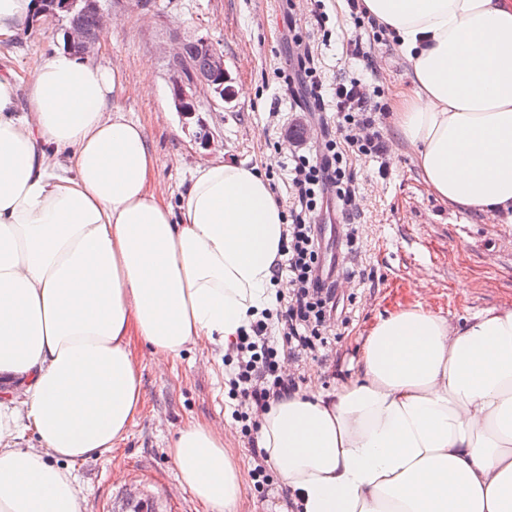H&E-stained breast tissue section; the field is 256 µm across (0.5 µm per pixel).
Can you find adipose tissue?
<instances>
[{"label": "adipose tissue", "instance_id": "1", "mask_svg": "<svg viewBox=\"0 0 512 512\" xmlns=\"http://www.w3.org/2000/svg\"><path fill=\"white\" fill-rule=\"evenodd\" d=\"M362 3L410 65L391 109L425 185L512 213V0ZM120 88L51 53L21 116L0 75V512H83L72 464L144 404L136 342L162 368L190 345L228 349L273 303L285 219L268 180L211 163L167 203ZM257 445L301 512H512V307L379 318L355 375L271 400ZM170 454L198 502L232 512L246 480L223 429L187 423Z\"/></svg>", "mask_w": 512, "mask_h": 512}]
</instances>
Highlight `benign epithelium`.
Listing matches in <instances>:
<instances>
[{
  "instance_id": "1",
  "label": "benign epithelium",
  "mask_w": 512,
  "mask_h": 512,
  "mask_svg": "<svg viewBox=\"0 0 512 512\" xmlns=\"http://www.w3.org/2000/svg\"><path fill=\"white\" fill-rule=\"evenodd\" d=\"M81 11H93L98 22V33L91 34L80 26L75 15ZM36 15L66 22L64 39L67 45L81 48L88 56L98 48L107 31L105 10L101 0H36ZM170 46L163 48L164 58L171 71L179 70L181 77L170 81V94L176 112L183 121H188L197 112L200 94L205 93L211 101L229 103L233 98L232 78L224 63V53L212 50L205 71L196 72L187 66L185 47L188 39L175 32L169 37Z\"/></svg>"
}]
</instances>
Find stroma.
<instances>
[{
    "instance_id": "stroma-1",
    "label": "stroma",
    "mask_w": 512,
    "mask_h": 512,
    "mask_svg": "<svg viewBox=\"0 0 512 512\" xmlns=\"http://www.w3.org/2000/svg\"><path fill=\"white\" fill-rule=\"evenodd\" d=\"M317 10L329 17L331 40L317 29ZM112 16L120 24L106 32L92 59L119 73V105L144 126L158 157L156 179L172 199L196 166L224 161L262 166L277 200L287 203V135L310 128L311 138L302 144L307 150L336 131L306 93L286 88L278 76L296 57L290 31L302 34L326 83L367 78L372 101L385 105L410 82L409 65L391 37L356 26L346 0H112ZM61 27V21L34 18L19 36L1 42L0 74H13L25 85L43 55L63 49ZM173 31L209 36L223 50L237 92L228 104L201 96L197 120L187 125L171 103L169 72L158 49ZM367 35L369 62L347 58L350 42ZM379 130L385 159L370 156L353 164L355 263L365 278L337 283L339 296L354 303L327 361L287 363L302 387L314 383L330 391L349 379L369 328L399 307L419 302L453 322L512 305V218L487 219L444 205L422 182L413 150L398 136L391 115L381 117ZM383 162L384 176L378 173ZM139 363L142 414L115 448L74 469L86 512H122L131 492L149 496L154 512H207L181 485L169 447L188 422L220 425L229 453L251 471L248 440L224 405L230 368L222 354L194 345L163 371L148 351H141Z\"/></svg>"
}]
</instances>
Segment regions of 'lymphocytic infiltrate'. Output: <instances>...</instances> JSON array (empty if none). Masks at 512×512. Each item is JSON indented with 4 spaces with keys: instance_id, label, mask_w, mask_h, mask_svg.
Segmentation results:
<instances>
[{
    "instance_id": "1",
    "label": "lymphocytic infiltrate",
    "mask_w": 512,
    "mask_h": 512,
    "mask_svg": "<svg viewBox=\"0 0 512 512\" xmlns=\"http://www.w3.org/2000/svg\"><path fill=\"white\" fill-rule=\"evenodd\" d=\"M301 51L297 65L281 72L285 85L300 84L316 104L331 101L342 136H325L311 151L288 160L293 201L288 207L284 259L276 276H287L288 291L276 296L275 311H263L242 330L225 360L233 371L228 381L232 418L244 437L257 432L258 418L271 399L295 390L294 378L281 370L283 358L317 356L340 318V301L332 282L323 279L326 257L314 216L336 203L345 214L356 209L354 155L382 156L379 110L369 106L366 85L354 77L326 88L310 50L300 34L291 37Z\"/></svg>"
}]
</instances>
